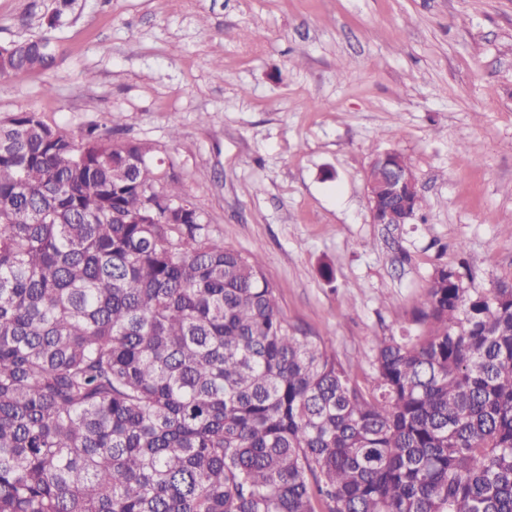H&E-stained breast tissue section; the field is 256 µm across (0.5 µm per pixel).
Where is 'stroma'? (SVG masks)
Instances as JSON below:
<instances>
[{
    "mask_svg": "<svg viewBox=\"0 0 512 512\" xmlns=\"http://www.w3.org/2000/svg\"><path fill=\"white\" fill-rule=\"evenodd\" d=\"M54 7L0 0V45L56 47L52 69L0 79V120L148 146L359 382L437 269L471 294L512 282V0H77L49 29ZM386 150L424 199L407 224L371 219Z\"/></svg>",
    "mask_w": 512,
    "mask_h": 512,
    "instance_id": "1",
    "label": "stroma"
}]
</instances>
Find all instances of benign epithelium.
<instances>
[{
  "label": "benign epithelium",
  "instance_id": "obj_1",
  "mask_svg": "<svg viewBox=\"0 0 512 512\" xmlns=\"http://www.w3.org/2000/svg\"><path fill=\"white\" fill-rule=\"evenodd\" d=\"M366 189L373 223L406 224L413 217L409 202L413 182L397 152H384L372 161Z\"/></svg>",
  "mask_w": 512,
  "mask_h": 512
}]
</instances>
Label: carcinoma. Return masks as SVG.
I'll list each match as a JSON object with an SVG mask.
<instances>
[{
    "label": "carcinoma",
    "mask_w": 512,
    "mask_h": 512,
    "mask_svg": "<svg viewBox=\"0 0 512 512\" xmlns=\"http://www.w3.org/2000/svg\"><path fill=\"white\" fill-rule=\"evenodd\" d=\"M0 45V75L55 62ZM145 145L0 122V512H512V283L438 269L360 383Z\"/></svg>",
    "instance_id": "obj_1"
}]
</instances>
